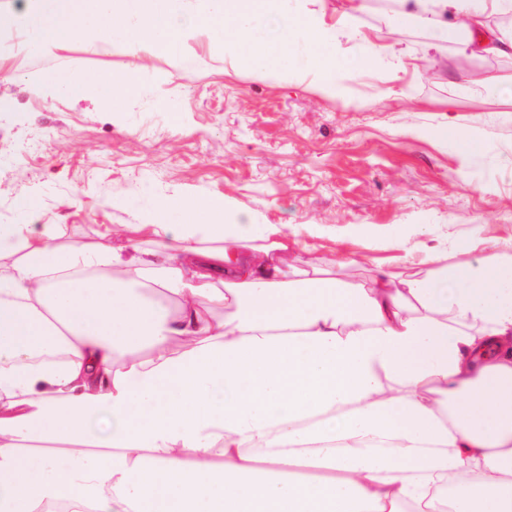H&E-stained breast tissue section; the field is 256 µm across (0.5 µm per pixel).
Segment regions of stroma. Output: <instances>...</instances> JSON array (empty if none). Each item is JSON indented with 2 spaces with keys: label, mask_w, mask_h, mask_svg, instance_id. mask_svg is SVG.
<instances>
[{
  "label": "stroma",
  "mask_w": 512,
  "mask_h": 512,
  "mask_svg": "<svg viewBox=\"0 0 512 512\" xmlns=\"http://www.w3.org/2000/svg\"><path fill=\"white\" fill-rule=\"evenodd\" d=\"M26 0H0V224H56L63 241L98 246L113 224L145 223L173 197H217L261 224L299 228L295 264L338 282L404 272L426 249L470 240L469 260L512 249V57L478 58L421 25L397 28L396 0H368L358 21L402 69L336 57V89H318L311 49L293 44L294 75L224 59L208 33L178 52H122L105 41L27 50ZM135 73L112 107L74 98L53 78ZM494 71L498 86L473 82ZM482 149L461 154L447 120Z\"/></svg>",
  "instance_id": "35a3bbf8"
}]
</instances>
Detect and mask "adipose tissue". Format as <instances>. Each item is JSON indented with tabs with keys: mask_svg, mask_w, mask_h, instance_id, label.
Wrapping results in <instances>:
<instances>
[{
	"mask_svg": "<svg viewBox=\"0 0 512 512\" xmlns=\"http://www.w3.org/2000/svg\"><path fill=\"white\" fill-rule=\"evenodd\" d=\"M397 2L512 55L488 21L512 0ZM56 85L117 104L136 77ZM106 234L125 245L0 225V512H512V254L452 264L458 240L348 287L217 197Z\"/></svg>",
	"mask_w": 512,
	"mask_h": 512,
	"instance_id": "1",
	"label": "adipose tissue"
}]
</instances>
